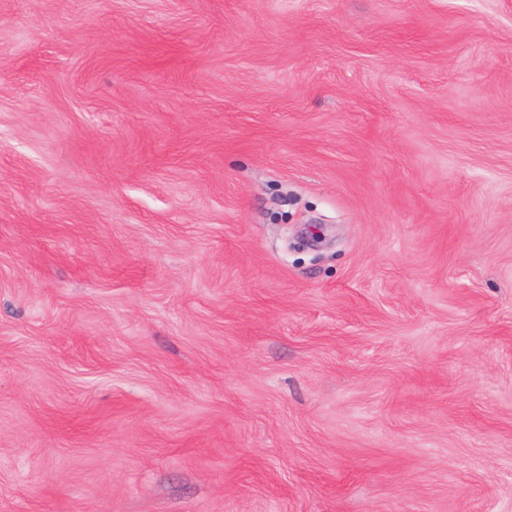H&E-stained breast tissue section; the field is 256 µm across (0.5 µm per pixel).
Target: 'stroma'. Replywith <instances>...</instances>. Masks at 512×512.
<instances>
[{"label": "stroma", "instance_id": "stroma-1", "mask_svg": "<svg viewBox=\"0 0 512 512\" xmlns=\"http://www.w3.org/2000/svg\"><path fill=\"white\" fill-rule=\"evenodd\" d=\"M0 512H512V0H0Z\"/></svg>", "mask_w": 512, "mask_h": 512}]
</instances>
